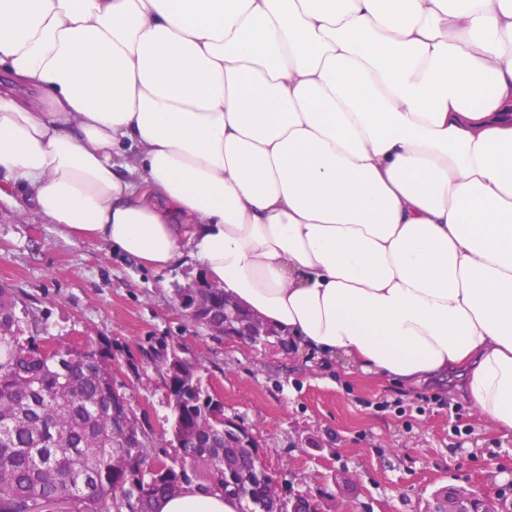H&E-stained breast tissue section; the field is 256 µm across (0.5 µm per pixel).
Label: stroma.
I'll use <instances>...</instances> for the list:
<instances>
[{"mask_svg": "<svg viewBox=\"0 0 512 512\" xmlns=\"http://www.w3.org/2000/svg\"><path fill=\"white\" fill-rule=\"evenodd\" d=\"M197 274L193 265L155 272L0 202V285L38 317L37 336L51 343L104 336L135 358L161 339L187 347L225 417L257 440L281 491L330 490L346 471L357 479L349 512H427L434 493L451 485L512 498V436L467 405L458 380L410 390L213 340L176 303L177 288ZM117 380L132 408L146 411L163 434L164 392L130 375Z\"/></svg>", "mask_w": 512, "mask_h": 512, "instance_id": "1", "label": "stroma"}]
</instances>
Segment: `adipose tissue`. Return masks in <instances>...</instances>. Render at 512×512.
<instances>
[{
    "mask_svg": "<svg viewBox=\"0 0 512 512\" xmlns=\"http://www.w3.org/2000/svg\"><path fill=\"white\" fill-rule=\"evenodd\" d=\"M0 70V201L512 435V0H0Z\"/></svg>",
    "mask_w": 512,
    "mask_h": 512,
    "instance_id": "obj_1",
    "label": "adipose tissue"
}]
</instances>
